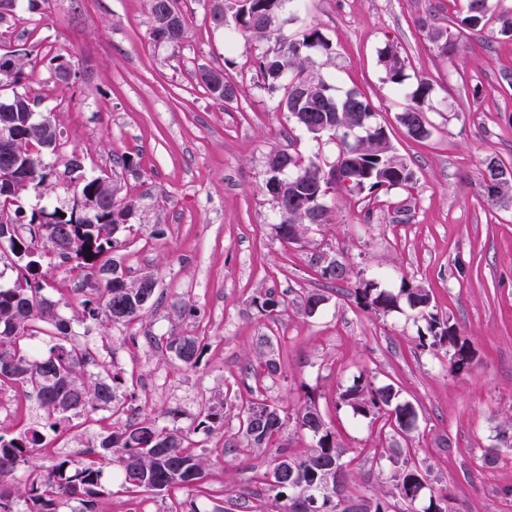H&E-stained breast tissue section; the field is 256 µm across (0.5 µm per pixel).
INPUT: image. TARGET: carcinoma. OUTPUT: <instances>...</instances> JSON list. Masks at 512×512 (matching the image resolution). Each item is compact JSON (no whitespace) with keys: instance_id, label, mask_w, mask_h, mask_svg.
<instances>
[{"instance_id":"cac0c4a2","label":"carcinoma","mask_w":512,"mask_h":512,"mask_svg":"<svg viewBox=\"0 0 512 512\" xmlns=\"http://www.w3.org/2000/svg\"><path fill=\"white\" fill-rule=\"evenodd\" d=\"M224 8L235 26L232 40L250 42L268 39L273 29L262 26V16L283 14L286 0H222ZM172 10L181 19V25L170 28L164 42L179 44L186 37V17L178 0H149V18L156 24V13ZM488 0H467L466 14L460 25L470 31L479 32L487 22ZM305 50L329 52L331 46L317 28L307 30L301 44H281L256 60L257 68L265 84L271 89L282 83L280 70L291 76L293 86L302 87L315 76L309 69ZM381 62L389 81L397 86L405 80V60L398 50L388 47ZM24 57L17 54L0 55V76H5L14 86L22 84ZM197 82L212 99L228 103L237 98L236 82L224 70L202 67L197 71ZM432 86L421 81L406 95L407 103L398 115L399 123L407 133L417 139L428 132L417 133L411 129L407 117H426L431 106ZM292 90H287L276 108L298 121V114L309 113L316 122L336 126L347 120L352 111L374 112L373 105L359 92H348L339 97L324 81H317L313 101L298 105L291 100ZM36 98L27 92L13 91L6 99L8 108H0V127L7 126L16 131L15 139L9 143L10 156H4L0 144V166L3 164L21 175L15 183L10 197L0 195V216L12 219L10 224L0 223V241L9 244L17 258V278L8 287L0 286V379L18 382L35 394L47 418L54 420L53 426L69 420L73 413L88 407L113 408L119 402L118 392L124 379L112 370L105 361H98L91 348L71 343L68 340V325L58 319L55 305L42 291L47 279L42 271L41 258L47 251L57 255L69 270L78 271L83 299L75 321L85 324L105 318L113 324L130 325L142 312L155 302L157 285L147 288L133 287V280L123 263L111 257L119 245L116 233L120 228H129L136 219L138 205L131 197H118L120 187L107 174L91 176L83 180L78 194L94 209L84 212L77 206L68 210L41 208L27 211L23 196L31 188L47 185L52 176L44 165L43 152L49 150L60 156L64 168L72 171L82 168L81 157L63 149V132L54 115L41 113L31 119L35 111ZM356 158L359 168L353 170L357 183L348 189L350 193L378 194L393 187H407L414 181V172L397 157L391 143L378 148L367 142L357 146ZM295 167L298 179L288 186V195L277 202L279 222L276 231L286 243L298 241L305 224H322L326 221L327 209L317 205L318 211L293 207L295 200L308 197L318 191L317 183L329 170L328 164L305 161L299 154L276 152L268 158L270 177L265 187L276 179V172L287 166ZM325 279L334 282L349 280V270L343 263L331 262L323 268ZM358 303L377 311L400 308V302L417 307V312L426 322V333L419 335L420 345H448L452 350L450 364L456 371L469 368L473 360L470 346L458 339L447 321L431 310L428 291L418 286L403 288L399 293L377 288L368 283L355 292ZM47 337V352L40 354L31 350L26 340L36 334ZM259 345L264 347L255 361L263 367L261 375L275 376L279 364L268 353L273 347V337L263 336ZM168 347L187 367L197 364L201 341L194 336H171ZM98 367L94 376H84L88 364ZM342 402L354 413L369 416L386 409L385 423L392 430L401 429L416 420V410L409 403L397 402L398 390L388 384L381 387L353 385L339 394ZM257 407L267 410L265 419L249 420ZM239 432L254 448L273 451L272 468L263 474V481L272 492L267 512H296L293 489L296 486L313 488L318 486L326 470L342 460L345 448L336 433L328 426L315 402L305 403L296 413L299 427L313 436L314 445L300 457L288 456L286 447L277 444L285 418L279 407L266 398L245 401L239 413ZM43 434L30 427L18 435L0 433V512H13L10 481L15 471L30 463L34 452L42 446ZM110 460L120 466L127 489H149L156 491L193 488L197 496L207 494L203 483L206 464L204 460L186 446L184 435L174 429L160 427L151 417L145 416L115 426L102 437L98 445L88 448L79 460L60 458L48 472H37L26 483L23 494L29 502L28 512H61L59 505L71 500L82 504L80 512H95L96 498L104 493L101 484L102 466ZM422 474L409 462L395 477L396 489L406 505V512H450V496L447 492L432 494L428 505L419 511L417 503L424 489L420 482Z\"/></svg>"}]
</instances>
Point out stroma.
Here are the masks:
<instances>
[{
	"mask_svg": "<svg viewBox=\"0 0 512 512\" xmlns=\"http://www.w3.org/2000/svg\"><path fill=\"white\" fill-rule=\"evenodd\" d=\"M179 5L187 34L175 46L153 39L148 0H52L48 18L22 7L0 21V55L26 53L24 88L40 112L56 114L67 149L85 157L83 170L66 175L56 154L44 153L62 177L29 190L26 208L71 204L85 175L113 173L124 195L141 199L114 257L132 276L154 275L160 297L131 326H83L74 321L78 279L46 255L44 294L70 321L74 341L125 378L122 408H89L52 430L27 388L0 380V427L14 434L42 428L35 463L47 467L60 454L81 458L109 427L146 414L186 434L205 457L209 494L196 499L200 512H265L262 475L271 455L247 447L238 406L248 391L268 392L288 413L280 442L297 457L312 438L294 414L311 397L346 450L348 493L386 494L393 512H403L394 476L406 461L429 488L448 491L452 512H512V497L502 493L512 488V462L480 458L500 444L512 415V201L483 189L487 159L512 167V37L496 21L512 11V0H489L493 19L479 32L459 27L465 0H289V22L272 39L234 45L231 27L213 24L208 0ZM311 27L331 51L311 54L310 67L336 95L356 91L372 102L415 179L376 200L331 191L326 222L306 225L298 242L286 243L265 188L269 155L331 162L337 145L277 111L284 92L265 89L255 61L278 43L301 41ZM434 29L450 34L448 50L430 40ZM390 46L405 60L400 92L380 61ZM61 62L71 70L65 84L55 71ZM202 65L234 78L236 100L218 103L199 87ZM422 79L432 85V107L429 135L416 139L397 116ZM122 154L133 158L131 168H114ZM334 260L349 268L348 282L323 279ZM369 282L392 292L426 288L434 312L472 347L470 369L452 372L446 346H420L426 323L408 305L360 307L354 291ZM270 291L288 297L273 318L256 305ZM309 292L324 296L313 311L302 303ZM262 335L275 338L280 370L271 382L245 370ZM172 336L202 338L195 366L175 358L166 344ZM367 382L393 385L399 402L414 406L408 437L380 434L378 419L340 401V392ZM208 406L224 411L223 426L211 431L198 426ZM102 485L96 512H171L191 496L187 488L127 491L111 464ZM243 491L242 509L235 502Z\"/></svg>",
	"mask_w": 512,
	"mask_h": 512,
	"instance_id": "obj_1",
	"label": "stroma"
}]
</instances>
